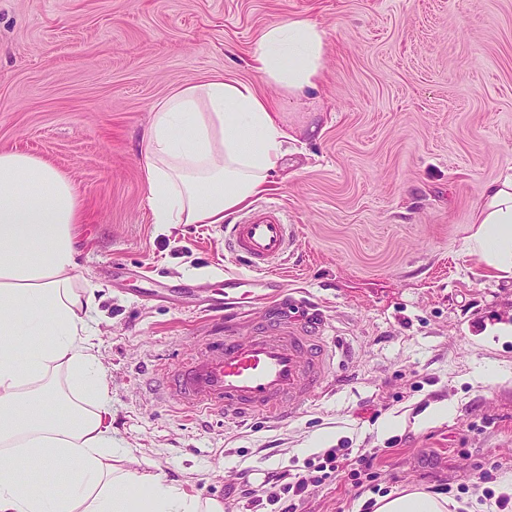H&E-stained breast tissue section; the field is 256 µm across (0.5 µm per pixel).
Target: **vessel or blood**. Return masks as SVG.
<instances>
[{"label":"vessel or blood","mask_w":512,"mask_h":512,"mask_svg":"<svg viewBox=\"0 0 512 512\" xmlns=\"http://www.w3.org/2000/svg\"><path fill=\"white\" fill-rule=\"evenodd\" d=\"M294 236L293 225L274 206L224 227L226 249L258 271L282 263ZM335 357V344L321 325L279 320L207 340L187 359L165 369L162 381L183 409L232 422L259 415L282 421L323 393Z\"/></svg>","instance_id":"1"}]
</instances>
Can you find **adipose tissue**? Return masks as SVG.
I'll list each match as a JSON object with an SVG mask.
<instances>
[{
  "instance_id": "1",
  "label": "adipose tissue",
  "mask_w": 512,
  "mask_h": 512,
  "mask_svg": "<svg viewBox=\"0 0 512 512\" xmlns=\"http://www.w3.org/2000/svg\"><path fill=\"white\" fill-rule=\"evenodd\" d=\"M326 33L291 17L267 25L248 66L295 97L315 87ZM290 135L254 84L214 77L152 108L142 170L155 224H220L280 174ZM79 195L39 157L0 151V512H224L112 445L106 374L87 319L98 303L77 273ZM469 250L512 278V167L483 190ZM412 487L373 512H448Z\"/></svg>"
}]
</instances>
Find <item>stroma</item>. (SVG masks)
Listing matches in <instances>:
<instances>
[{"label":"stroma","instance_id":"stroma-1","mask_svg":"<svg viewBox=\"0 0 512 512\" xmlns=\"http://www.w3.org/2000/svg\"><path fill=\"white\" fill-rule=\"evenodd\" d=\"M302 16L326 32L323 79L297 99L244 59L263 28ZM221 76L273 101L296 141L253 208L274 204L296 235L288 264L259 273L224 248L225 224H155L141 163L148 113ZM321 134L309 136L310 126ZM35 155L84 208L78 274L112 400V438L224 512L240 480L303 465L322 435L381 449L397 492L512 474V279L471 254V213L512 166V0H0V151ZM290 303L337 345L328 392L285 423L239 428L178 410L154 368ZM447 400L454 417L414 428ZM407 426L382 434L387 416ZM351 481L298 512H355Z\"/></svg>","mask_w":512,"mask_h":512}]
</instances>
